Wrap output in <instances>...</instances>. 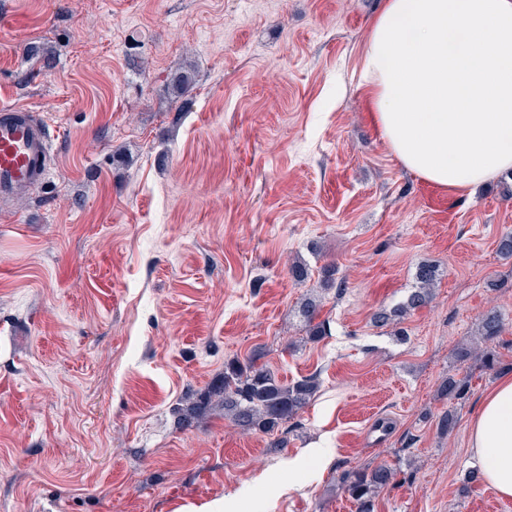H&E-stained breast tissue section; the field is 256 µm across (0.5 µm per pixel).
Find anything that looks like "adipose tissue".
Segmentation results:
<instances>
[{"mask_svg": "<svg viewBox=\"0 0 512 512\" xmlns=\"http://www.w3.org/2000/svg\"><path fill=\"white\" fill-rule=\"evenodd\" d=\"M360 85L408 171L469 196L512 171V0H385L365 41ZM469 446L512 498V377L483 398Z\"/></svg>", "mask_w": 512, "mask_h": 512, "instance_id": "1", "label": "adipose tissue"}]
</instances>
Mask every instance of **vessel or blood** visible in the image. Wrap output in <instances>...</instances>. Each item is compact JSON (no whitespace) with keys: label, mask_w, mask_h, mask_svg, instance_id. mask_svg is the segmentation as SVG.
Listing matches in <instances>:
<instances>
[{"label":"vessel or blood","mask_w":512,"mask_h":512,"mask_svg":"<svg viewBox=\"0 0 512 512\" xmlns=\"http://www.w3.org/2000/svg\"><path fill=\"white\" fill-rule=\"evenodd\" d=\"M46 121L22 104L0 106V202L41 187L53 168Z\"/></svg>","instance_id":"1"}]
</instances>
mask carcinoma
<instances>
[{"mask_svg": "<svg viewBox=\"0 0 512 512\" xmlns=\"http://www.w3.org/2000/svg\"><path fill=\"white\" fill-rule=\"evenodd\" d=\"M438 280V269L429 263H420L415 270L416 288L407 301L398 307L375 314L376 323L386 326L398 323L410 311L427 304ZM308 325L309 339L316 341L326 335L325 322H318L319 305L307 300L301 310ZM482 346L463 348L458 357L461 361H474L491 369L497 358L490 344L496 340L503 325L495 313L484 315L480 323ZM258 357L244 361L236 360L224 364V374L185 407L176 412L185 421L200 419L216 408L224 409V416L245 429L270 433L295 419L314 398L318 380L304 377L283 384L265 367L257 364ZM469 393L468 382L450 377L441 386V394L450 400H463ZM394 471L387 465L353 469L341 477V487L355 503L357 512H372L373 498L379 489L388 486Z\"/></svg>", "mask_w": 512, "mask_h": 512, "instance_id": "obj_1", "label": "carcinoma"}]
</instances>
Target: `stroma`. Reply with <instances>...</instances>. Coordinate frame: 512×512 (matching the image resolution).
<instances>
[{"label": "stroma", "mask_w": 512, "mask_h": 512, "mask_svg": "<svg viewBox=\"0 0 512 512\" xmlns=\"http://www.w3.org/2000/svg\"><path fill=\"white\" fill-rule=\"evenodd\" d=\"M382 2L0 0V104L41 113L55 154L0 209V512H355L342 473L383 463L374 512H512L465 480L470 420L512 375V176L460 198L393 156L357 84ZM422 262L431 301L377 326ZM492 309L498 366L460 361ZM252 355L317 377L297 418L174 414ZM319 305L316 304V301L314 299H308L302 306V316L306 321V324L308 325V331H309V339L316 341L321 336L326 335V326L325 322H315V319L318 316L319 313Z\"/></svg>", "instance_id": "35a3bbf8"}]
</instances>
